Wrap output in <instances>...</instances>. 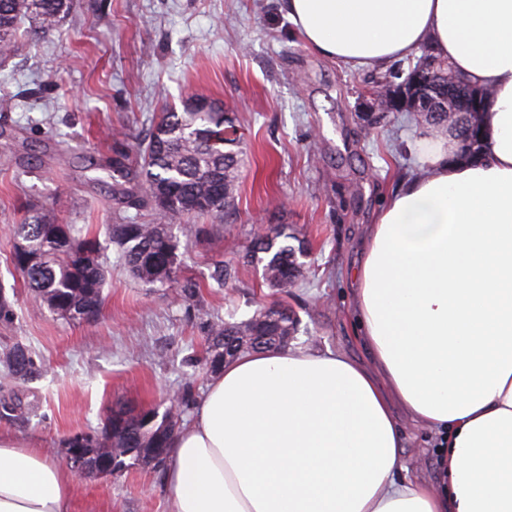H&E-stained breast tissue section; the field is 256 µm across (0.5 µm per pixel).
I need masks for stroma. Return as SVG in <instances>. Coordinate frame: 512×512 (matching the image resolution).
Wrapping results in <instances>:
<instances>
[{
  "label": "stroma",
  "mask_w": 512,
  "mask_h": 512,
  "mask_svg": "<svg viewBox=\"0 0 512 512\" xmlns=\"http://www.w3.org/2000/svg\"><path fill=\"white\" fill-rule=\"evenodd\" d=\"M373 78L307 48L281 0H76L58 32L1 68L0 125L16 134L0 138V291L14 310L0 320V353L22 342L34 370L19 381L0 369V402L21 403L16 417H0V433L63 466L67 438L100 431L116 402L163 413L176 396L187 423L210 380L205 318L241 321L276 300L299 316L295 343L368 362L351 314L350 271L385 196L419 168L407 144L425 127L420 116L391 112L364 131L361 92ZM196 92L235 113L247 148L223 223L177 239L182 275L204 284L201 303L143 286L111 246L99 317H56L10 263L14 224L32 206L71 224L115 223L103 203L111 182L95 181L80 154L110 153L118 131L144 138L156 113ZM274 224L308 248L302 277L284 295L242 258L255 231ZM218 259L235 272L223 286L210 278ZM394 414L407 477L436 480L430 432L402 408ZM70 512H170L164 472L88 476Z\"/></svg>",
  "instance_id": "stroma-1"
}]
</instances>
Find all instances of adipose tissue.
Segmentation results:
<instances>
[{"mask_svg":"<svg viewBox=\"0 0 512 512\" xmlns=\"http://www.w3.org/2000/svg\"><path fill=\"white\" fill-rule=\"evenodd\" d=\"M318 55L385 70L428 47L489 92L482 150L422 133V167L351 272L364 366L332 349L251 350L214 373L171 438L170 512H512V0H285ZM400 404L436 444L403 478ZM75 475L0 435V512H70Z\"/></svg>","mask_w":512,"mask_h":512,"instance_id":"1","label":"adipose tissue"}]
</instances>
